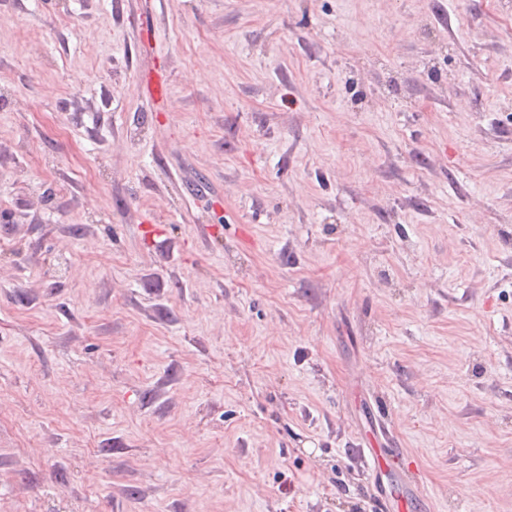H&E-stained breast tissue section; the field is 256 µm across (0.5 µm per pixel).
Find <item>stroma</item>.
Masks as SVG:
<instances>
[{
	"instance_id": "obj_1",
	"label": "stroma",
	"mask_w": 512,
	"mask_h": 512,
	"mask_svg": "<svg viewBox=\"0 0 512 512\" xmlns=\"http://www.w3.org/2000/svg\"><path fill=\"white\" fill-rule=\"evenodd\" d=\"M364 448L512 512V0H0V512H381Z\"/></svg>"
}]
</instances>
